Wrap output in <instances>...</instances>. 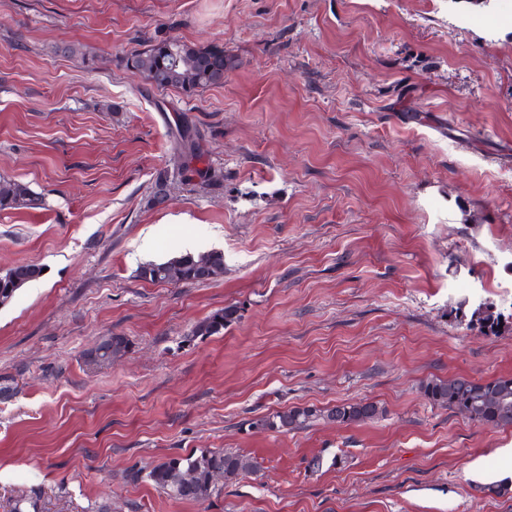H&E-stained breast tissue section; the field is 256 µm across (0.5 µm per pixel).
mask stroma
I'll use <instances>...</instances> for the list:
<instances>
[{
	"label": "stroma",
	"instance_id": "35a3bbf8",
	"mask_svg": "<svg viewBox=\"0 0 512 512\" xmlns=\"http://www.w3.org/2000/svg\"><path fill=\"white\" fill-rule=\"evenodd\" d=\"M157 36L234 66L151 87ZM179 125L214 180H178ZM0 176L45 199L0 211V271L45 269L0 306V512H512V427L420 389L512 376V329L468 326L512 313V0H0ZM213 249V281L136 275ZM202 448L258 470L203 503L124 480ZM508 319L512 320V314L506 318L503 313L494 311L492 306L483 303L474 309L470 322L472 327L478 329L480 335L497 336L502 329L511 327L512 321ZM499 325H502V328H499ZM236 314L237 311L233 306L225 307L199 322L195 326L192 336H211L218 334L224 330L225 324L235 319ZM382 411L371 402L342 403L322 410L315 406L293 407L264 416L251 423L252 427L268 431H291L308 427L311 423L327 419L340 423H358L377 418Z\"/></svg>",
	"mask_w": 512,
	"mask_h": 512
}]
</instances>
